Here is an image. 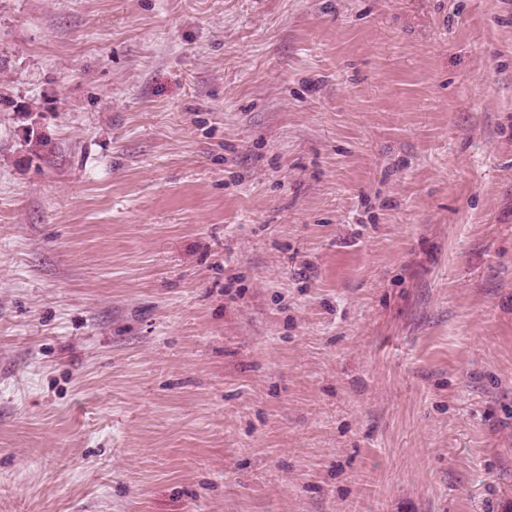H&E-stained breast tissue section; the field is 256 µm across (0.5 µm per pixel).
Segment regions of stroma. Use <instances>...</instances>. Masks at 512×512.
Listing matches in <instances>:
<instances>
[{
    "mask_svg": "<svg viewBox=\"0 0 512 512\" xmlns=\"http://www.w3.org/2000/svg\"><path fill=\"white\" fill-rule=\"evenodd\" d=\"M0 512H512V0H0Z\"/></svg>",
    "mask_w": 512,
    "mask_h": 512,
    "instance_id": "obj_1",
    "label": "stroma"
}]
</instances>
